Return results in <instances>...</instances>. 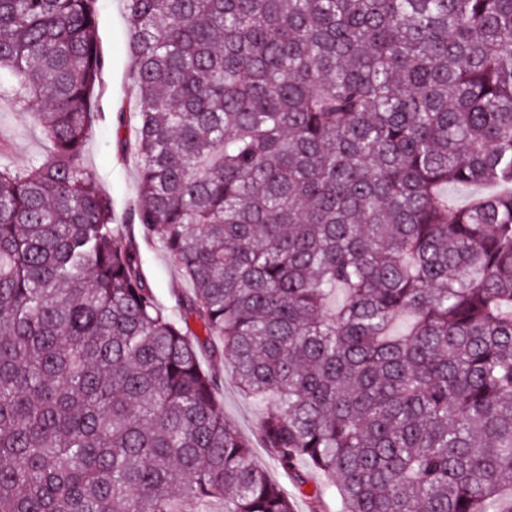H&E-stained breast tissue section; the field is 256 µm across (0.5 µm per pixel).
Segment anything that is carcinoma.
<instances>
[{"mask_svg":"<svg viewBox=\"0 0 512 512\" xmlns=\"http://www.w3.org/2000/svg\"><path fill=\"white\" fill-rule=\"evenodd\" d=\"M123 2L127 222L279 467L342 512H512V0ZM98 16L0 0V101L51 153L0 166V512H294L81 163Z\"/></svg>","mask_w":512,"mask_h":512,"instance_id":"obj_1","label":"carcinoma"}]
</instances>
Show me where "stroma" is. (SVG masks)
<instances>
[{
	"mask_svg": "<svg viewBox=\"0 0 512 512\" xmlns=\"http://www.w3.org/2000/svg\"><path fill=\"white\" fill-rule=\"evenodd\" d=\"M98 33L109 59L104 73L106 91L101 99V112L95 115L82 154V163L95 174L104 193L112 199L114 234L119 242L138 241L142 269L159 303L174 315H181L179 300L189 292L165 251L147 244L138 228L128 225L125 211L135 197L138 184L137 163L125 147L124 135L118 134V108L133 96L130 81L132 59L128 54V23L123 0H100ZM47 143L31 116L13 111L9 102H0V164L23 167L32 160L46 158ZM204 366L219 382L218 398L224 416L252 445L256 463L280 481L284 487L292 482L281 474L269 451L256 435L257 424L265 410L264 403L243 394L230 362L217 356L205 359Z\"/></svg>",
	"mask_w": 512,
	"mask_h": 512,
	"instance_id": "obj_1",
	"label": "stroma"
}]
</instances>
